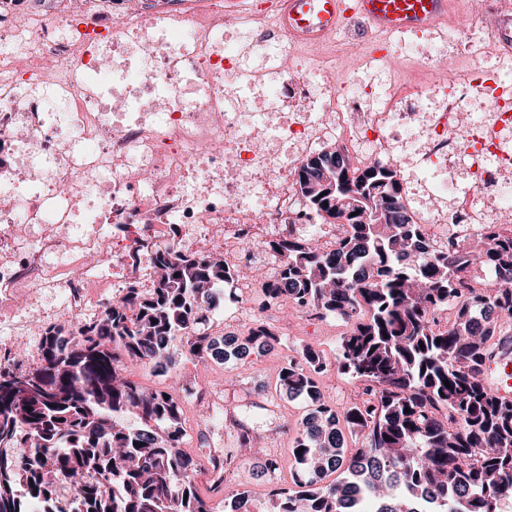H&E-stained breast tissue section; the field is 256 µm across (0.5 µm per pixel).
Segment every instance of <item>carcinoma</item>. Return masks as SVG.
Here are the masks:
<instances>
[{"label":"carcinoma","mask_w":512,"mask_h":512,"mask_svg":"<svg viewBox=\"0 0 512 512\" xmlns=\"http://www.w3.org/2000/svg\"><path fill=\"white\" fill-rule=\"evenodd\" d=\"M295 176L305 207L346 229L333 252L291 233L271 241L279 276L255 304L346 322L336 367L368 383L370 398L341 411L322 393L328 364L317 351L285 358L277 384L311 412L291 448L293 486L274 485L266 512H503L512 502V400L485 370L512 356L503 330L512 325V227L490 224L461 250H431L391 164L352 169L329 150ZM153 265L149 293L127 289L69 337L45 330L46 365L0 367V512H216L180 448L182 400L127 380L125 364L169 370L182 337L197 358L242 361L279 336L260 320L240 344L207 333L208 313L242 268L171 246ZM475 270L485 287L467 283ZM439 308L451 311L445 324L433 318ZM128 414L139 426L123 423ZM347 431L360 447H347ZM224 512H252L248 493L225 495Z\"/></svg>","instance_id":"1"}]
</instances>
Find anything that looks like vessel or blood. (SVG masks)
<instances>
[{
    "label": "vessel or blood",
    "mask_w": 512,
    "mask_h": 512,
    "mask_svg": "<svg viewBox=\"0 0 512 512\" xmlns=\"http://www.w3.org/2000/svg\"><path fill=\"white\" fill-rule=\"evenodd\" d=\"M453 0H274L273 19L300 46L324 44L361 27L372 39L430 28L448 19ZM501 45L512 51V0H495Z\"/></svg>",
    "instance_id": "vessel-or-blood-1"
}]
</instances>
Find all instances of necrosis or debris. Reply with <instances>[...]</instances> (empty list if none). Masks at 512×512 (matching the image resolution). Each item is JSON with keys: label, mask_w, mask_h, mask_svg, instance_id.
<instances>
[{"label": "necrosis or debris", "mask_w": 512, "mask_h": 512, "mask_svg": "<svg viewBox=\"0 0 512 512\" xmlns=\"http://www.w3.org/2000/svg\"><path fill=\"white\" fill-rule=\"evenodd\" d=\"M17 0H0V149L16 151L27 143L46 161L43 191L16 194L12 172L0 169V198L9 206L6 224H70L74 210L50 205L45 191L68 183L72 191L110 179L112 191L102 210L113 223L140 225L145 234L180 224L195 236L224 241V261L234 267L246 258L250 245L305 225L308 215L298 203L292 175L271 168L252 132L243 128L239 113L224 108V83L240 66L237 51L218 44L224 21L215 16L192 21L188 48L159 51L143 26L136 0H86L73 10L69 0H56L54 16H31L17 22ZM130 40L138 46L135 78L160 86L166 110L159 121L132 122L113 129L103 103L100 64L107 45ZM194 70L202 90L194 102L183 98L181 78ZM470 83L459 84L454 100L426 131L425 161L465 153L473 185L494 195L501 209L512 208V151L502 146V132L512 129V97L486 88L489 118L459 126L457 116ZM396 97L386 98L374 112L361 109L359 96L347 97L329 113L327 125L344 141L370 135L385 148L389 114ZM26 141H19V133ZM235 150L232 167L224 165V142ZM202 162L203 177L231 169L223 189L184 195L174 186L189 158ZM261 185L263 197L253 202L241 194L246 181ZM481 221L468 197H457L447 225L427 228L434 247L463 245L481 233Z\"/></svg>", "instance_id": "obj_1"}]
</instances>
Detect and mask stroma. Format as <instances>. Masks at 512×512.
<instances>
[{
	"mask_svg": "<svg viewBox=\"0 0 512 512\" xmlns=\"http://www.w3.org/2000/svg\"><path fill=\"white\" fill-rule=\"evenodd\" d=\"M158 0H141L142 17L152 30L165 32L167 38L161 51L178 49L177 39L185 30L177 16L182 11V0L162 1V9H155ZM196 16L218 14L224 18V43L243 48V68L261 74L262 83H236L225 94L228 110L240 107L250 112L253 129L259 132V145L271 163L286 171L303 153L301 142L280 140L275 135H264V128H275L287 122L289 114L281 109L269 93L273 85L297 80L302 71L315 61L330 65L328 72L310 77V93L317 109L309 113L312 123H320V109L330 102V92L349 91L362 95L365 110H375L380 95L389 86H396L405 98L403 105L392 116L387 130V149L384 159L402 162L400 181L403 198L418 216L438 215L453 204L456 196L473 194L474 207L480 212L494 209L492 199L474 195L469 170L462 161L449 160L445 171H437L421 162L419 152L425 136L418 127L416 115L437 117L444 111L450 87L468 72L478 69L497 76L500 85L512 89V53L493 47L489 27L464 35L460 28L471 16L482 20L490 18V0H456L455 18L417 33L389 37L388 57L372 60L367 43L352 39L340 32L325 47H294L292 53H282L277 36L259 30H248L244 23L227 16L226 0H196ZM106 102L112 103L114 125L128 121L153 122L165 109L162 93L150 84L130 83L120 78L109 80L104 87ZM69 236L79 240H95L102 253L125 257L122 266L111 263L95 265L87 291L100 305L112 302L115 293L112 281L143 288L152 285L155 251L174 246L183 252L196 249L191 237L182 235L179 228L169 229L164 235L146 241L139 255L129 257V247L136 235L135 229L111 224H88L77 221L70 225ZM261 286L253 272L235 282L237 294L247 296L248 303L238 306L225 303L210 314L211 336L240 335L254 320H262L276 333L279 344L263 354L251 355L244 362L220 364L211 360L193 358L185 342L174 344L176 363L168 371H160L154 362L140 361L129 368L127 375L146 389H169L183 401L184 437L182 449L194 457L200 468L198 491L212 498L215 505H223V493L214 492L206 472L209 458L237 449V433L224 426V413L235 410L239 419L260 434L259 447L253 448L246 461L230 471L225 483L227 490H245L255 504L265 503L271 484H291L290 450L296 430L307 412L303 398L277 392L276 381L285 356L297 354L311 346L323 355L328 369L320 378L325 397L344 407L362 401L366 386L342 374L335 367L337 346L347 331L345 322L333 317L324 319L300 311H284L272 307L258 312L253 303ZM93 312H72L67 305V290L62 285L44 288L20 289L12 303L0 305V341L10 343L7 354L0 355V366L23 373L39 363V339L50 327H64L72 331L77 322L93 319ZM279 457L281 469L267 475L263 467L270 457Z\"/></svg>",
	"mask_w": 512,
	"mask_h": 512,
	"instance_id": "35a3bbf8",
	"label": "stroma"
}]
</instances>
